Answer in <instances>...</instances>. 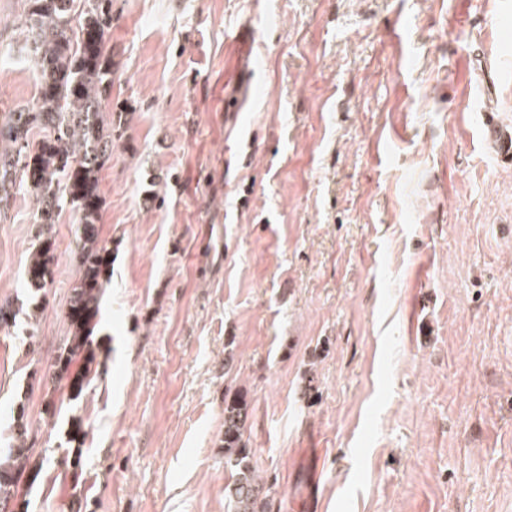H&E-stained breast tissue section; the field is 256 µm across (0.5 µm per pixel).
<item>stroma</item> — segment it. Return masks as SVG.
I'll return each instance as SVG.
<instances>
[{
  "label": "stroma",
  "instance_id": "stroma-1",
  "mask_svg": "<svg viewBox=\"0 0 512 512\" xmlns=\"http://www.w3.org/2000/svg\"><path fill=\"white\" fill-rule=\"evenodd\" d=\"M508 4L112 0L81 392L55 366L76 216L34 319L32 201L0 219V449L26 427L32 512H227L236 391L270 512H512V159L481 139L512 129L483 59ZM25 10L0 0V113L36 92Z\"/></svg>",
  "mask_w": 512,
  "mask_h": 512
}]
</instances>
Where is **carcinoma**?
Wrapping results in <instances>:
<instances>
[{
    "instance_id": "1",
    "label": "carcinoma",
    "mask_w": 512,
    "mask_h": 512,
    "mask_svg": "<svg viewBox=\"0 0 512 512\" xmlns=\"http://www.w3.org/2000/svg\"><path fill=\"white\" fill-rule=\"evenodd\" d=\"M21 23L37 75L35 102L5 115L0 139V209L24 187L37 202L38 235L29 256L27 285L33 304L52 277V226L63 206L78 218L76 258L80 275L73 286L66 317L73 335L59 358L69 362L91 343L98 314L102 274L112 264L99 236L100 197L97 179L112 159V124L103 117L104 94L112 86V59L106 33L112 26V0H26ZM248 416L242 394L224 400V488L232 512H259L263 484L251 465L244 440Z\"/></svg>"
}]
</instances>
